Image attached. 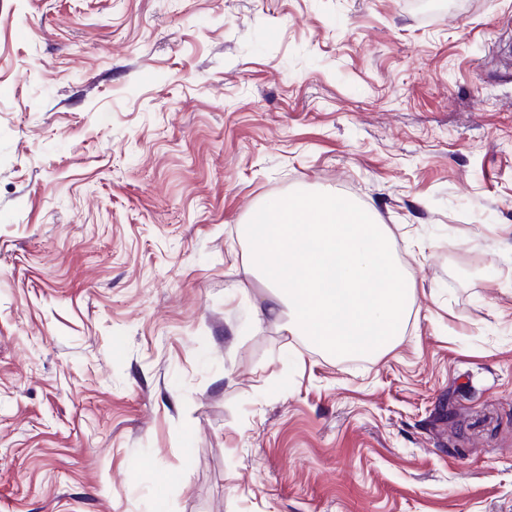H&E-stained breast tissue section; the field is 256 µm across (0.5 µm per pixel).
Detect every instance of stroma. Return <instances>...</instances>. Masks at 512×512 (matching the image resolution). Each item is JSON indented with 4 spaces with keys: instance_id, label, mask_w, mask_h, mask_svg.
Here are the masks:
<instances>
[{
    "instance_id": "35a3bbf8",
    "label": "stroma",
    "mask_w": 512,
    "mask_h": 512,
    "mask_svg": "<svg viewBox=\"0 0 512 512\" xmlns=\"http://www.w3.org/2000/svg\"><path fill=\"white\" fill-rule=\"evenodd\" d=\"M315 192L386 351L256 316ZM0 512H512V0H0ZM262 214L269 224L243 228L252 272L276 288L262 315H281L288 300L285 329L336 355L398 341L416 281L392 256L371 209L311 194Z\"/></svg>"
}]
</instances>
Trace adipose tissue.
Wrapping results in <instances>:
<instances>
[{
  "label": "adipose tissue",
  "mask_w": 512,
  "mask_h": 512,
  "mask_svg": "<svg viewBox=\"0 0 512 512\" xmlns=\"http://www.w3.org/2000/svg\"><path fill=\"white\" fill-rule=\"evenodd\" d=\"M243 235L253 272L275 287L260 311H287L285 328L336 354L395 344L416 289L371 209L311 194L265 208Z\"/></svg>",
  "instance_id": "ef3b65f1"
}]
</instances>
